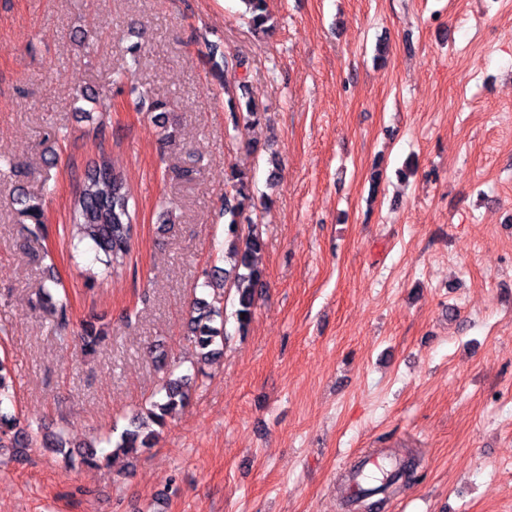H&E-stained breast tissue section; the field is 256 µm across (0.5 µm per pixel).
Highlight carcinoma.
Returning a JSON list of instances; mask_svg holds the SVG:
<instances>
[{"label":"carcinoma","instance_id":"cac0c4a2","mask_svg":"<svg viewBox=\"0 0 512 512\" xmlns=\"http://www.w3.org/2000/svg\"><path fill=\"white\" fill-rule=\"evenodd\" d=\"M251 14V23L256 28H273L266 0H243ZM243 66L240 60L222 57V63L215 64L220 73V88L227 96L230 121L234 126L244 123L255 124L261 119V112L251 98L248 79L238 77L230 79L228 73ZM173 109L171 101L163 97L149 99L147 112L160 124L159 141L163 145L173 146L179 137L178 128L170 123L163 114ZM224 185L228 191L224 194V216L227 217L225 230L224 261L227 268L215 267L198 284L202 289L210 290L209 297H197L188 320V340L198 350L200 358L212 361L224 350V326H215L216 319H224V286L235 290L237 308L235 317L238 331L243 334L252 320L258 289L265 287V268L262 263L264 241L256 227L248 233L241 230V218L252 207L250 177L247 170L233 166L224 175ZM24 205L23 213L34 224L44 222V212L40 203L35 202L22 192L19 195ZM131 193L123 173L110 160L104 158L100 163L84 174L78 194L72 203V223L75 238L96 252L97 261L104 266L102 274L114 276L126 266L133 238L134 212L131 206ZM43 298L50 302V309L57 314V329L67 331V302H52L49 290H43ZM107 334L94 329L90 323L83 325L79 334L81 349L89 356L97 354L106 341ZM160 368L167 370L168 376L162 389L155 394L150 407L132 417L129 425L117 439L108 434L104 442L112 452H99L92 449L79 453L80 463L97 466L110 459L111 454L123 452L130 456L138 454L142 448H150L158 432L166 425V417L188 399L189 388L195 378L189 374L177 375L175 369L168 367L166 356L156 357ZM157 429L149 428V425ZM29 436L19 429L15 415L0 410V449L9 446L19 452L28 447ZM42 447L55 454L63 455L69 465H75L73 452L68 450L69 443L62 431H46L42 434Z\"/></svg>","mask_w":512,"mask_h":512}]
</instances>
